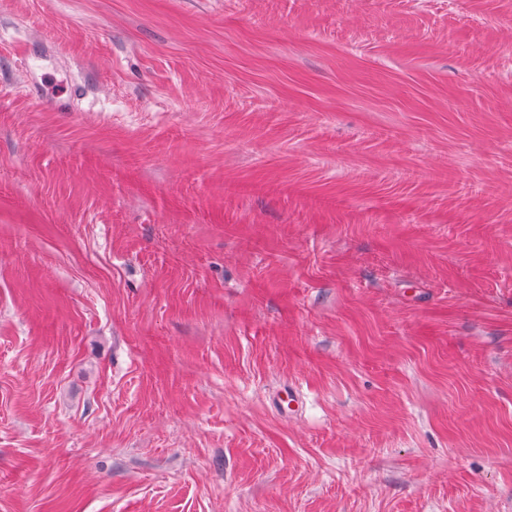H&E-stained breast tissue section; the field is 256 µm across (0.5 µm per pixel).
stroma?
Instances as JSON below:
<instances>
[{"label": "stroma", "mask_w": 512, "mask_h": 512, "mask_svg": "<svg viewBox=\"0 0 512 512\" xmlns=\"http://www.w3.org/2000/svg\"><path fill=\"white\" fill-rule=\"evenodd\" d=\"M0 512H512V0H0Z\"/></svg>", "instance_id": "35a3bbf8"}]
</instances>
